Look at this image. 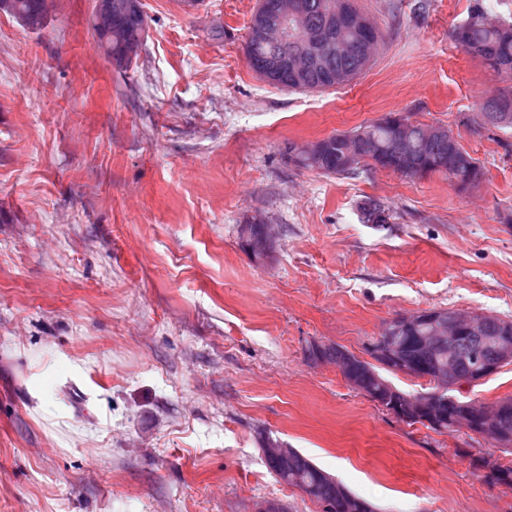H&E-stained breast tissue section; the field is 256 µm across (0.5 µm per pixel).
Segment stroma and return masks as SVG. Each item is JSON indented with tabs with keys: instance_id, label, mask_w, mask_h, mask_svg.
I'll use <instances>...</instances> for the list:
<instances>
[{
	"instance_id": "1",
	"label": "stroma",
	"mask_w": 512,
	"mask_h": 512,
	"mask_svg": "<svg viewBox=\"0 0 512 512\" xmlns=\"http://www.w3.org/2000/svg\"><path fill=\"white\" fill-rule=\"evenodd\" d=\"M356 2L380 47L312 93L248 67L258 0H143L123 71L94 0H55L38 31L0 12V512H321L269 469V431L375 512H512L457 454L492 441L407 424L305 358H368L386 321L431 308L512 318V127L474 120L512 71L453 41L470 0ZM391 112L448 127L480 185L283 157ZM257 213L260 263L238 238ZM362 218L367 224H389L391 214L384 202L369 198L359 206ZM383 216L382 218H380ZM254 216V218L251 217L250 222L257 224L259 226L260 232L257 235L253 236L254 234L257 233L256 228L250 225L251 223H249V221H246L245 224H241L240 245L242 249L246 252L247 249L243 245V240L246 236H253L251 239L252 248L255 251L263 252L264 254H249L248 252L246 253L249 254L252 259L256 261H262L269 256V252L271 250V248L269 247V252L265 253L270 244V240L272 239L271 224H267L268 222L266 218L261 214H255Z\"/></svg>"
}]
</instances>
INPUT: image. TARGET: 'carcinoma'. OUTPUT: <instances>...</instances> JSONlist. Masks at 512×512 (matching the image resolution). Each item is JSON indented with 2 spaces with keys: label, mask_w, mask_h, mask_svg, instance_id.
<instances>
[{
  "label": "carcinoma",
  "mask_w": 512,
  "mask_h": 512,
  "mask_svg": "<svg viewBox=\"0 0 512 512\" xmlns=\"http://www.w3.org/2000/svg\"><path fill=\"white\" fill-rule=\"evenodd\" d=\"M9 13L18 17L33 30L44 27L50 6L47 0H12ZM301 19L291 21L292 40L288 49L267 42L248 39L244 54L249 67L257 72L271 57L287 53L288 59L311 53V35L324 32L326 16L342 5L345 10L361 14L355 0H301ZM147 26L146 14L134 12L112 23V32L95 29L105 54L112 64L122 69L139 54ZM336 35L350 44L344 56H336L330 45L331 35L324 36L322 62L311 66L306 73V84L314 92L337 88L352 82L361 74L360 66L375 55L380 33L369 34L363 28H336ZM453 40L465 51L478 57L485 67L498 73L512 70V21L493 23L488 19L482 0H472L467 18L451 32ZM490 118L492 124H512V92H501L487 99L479 107L475 119ZM405 129L397 130L394 115L389 114L377 122L355 130L335 133L322 139L320 148L302 152L294 158L298 169L319 172L326 176H352L364 166L381 169L412 170L409 178H422L440 174L460 190L480 184L484 176L478 159L462 146L454 155H448V142L430 136L432 126L410 120ZM362 218L367 224L389 223L391 214L384 202L369 198L360 205ZM448 315L445 308H432L415 325L404 327L397 316L383 326L380 337L391 338L397 346L398 366L404 373L418 378H435L441 372L452 381H469L485 366L496 364L502 358V347L512 341V320L495 315H480L479 332L460 329L454 338L437 337V317ZM306 358L312 362L336 363L344 379L372 401L409 425L421 424L435 432H461L490 438L499 451L512 456V397L503 398L492 405L475 400H458L445 404L409 410L405 397L410 392L393 390L382 385L386 377L380 367L353 359V354L339 345L311 343ZM458 453L471 457L473 468L481 472L483 482L491 486L512 487V460L504 463L492 454L475 455L466 448ZM269 469L283 482L297 488L311 500L332 506L330 512H352V502L341 495V483L317 467L296 450L288 455V464L269 458Z\"/></svg>",
  "instance_id": "cac0c4a2"
}]
</instances>
